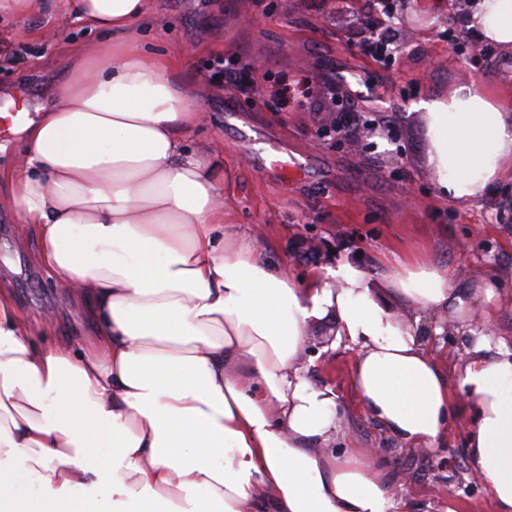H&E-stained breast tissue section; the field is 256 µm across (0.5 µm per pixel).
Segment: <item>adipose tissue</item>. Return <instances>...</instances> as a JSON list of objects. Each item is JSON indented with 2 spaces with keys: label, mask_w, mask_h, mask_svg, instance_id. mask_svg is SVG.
Masks as SVG:
<instances>
[{
  "label": "adipose tissue",
  "mask_w": 512,
  "mask_h": 512,
  "mask_svg": "<svg viewBox=\"0 0 512 512\" xmlns=\"http://www.w3.org/2000/svg\"><path fill=\"white\" fill-rule=\"evenodd\" d=\"M57 7L108 39L76 50L53 104L20 126L8 200L98 335L35 344L0 285V512H407L366 449H325L336 395L300 355L328 318L357 350L362 406L400 441L437 448L468 398L470 466L495 512H512V347L477 334L449 386L419 322L383 300L463 310L451 269L401 255L392 270L346 262L294 280L231 227L223 149L188 150L203 108L139 41L153 0H0L6 16ZM470 26L512 48V0H478ZM421 107L441 201L512 179V106L470 82Z\"/></svg>",
  "instance_id": "1"
}]
</instances>
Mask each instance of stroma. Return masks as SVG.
Returning a JSON list of instances; mask_svg holds the SVG:
<instances>
[{"mask_svg": "<svg viewBox=\"0 0 512 512\" xmlns=\"http://www.w3.org/2000/svg\"><path fill=\"white\" fill-rule=\"evenodd\" d=\"M369 0H156L141 20L142 43L160 52L191 46L182 65L190 93L201 94L203 125L189 149L209 143L224 151V205L237 231L261 234L273 263L294 277L349 262L364 268L396 253L426 251L447 260L464 299L495 280L496 295L483 314L496 338L512 342V180L485 200L460 207L441 203L427 166L428 142L415 105L447 97L461 84L484 82L489 96L512 105V53L497 44L479 50L460 44L456 0L436 13L434 0L409 10L405 30L393 33L394 54L362 52L356 17ZM0 101L16 98L37 106L50 100L72 51L102 41V34L58 15L41 13L0 21ZM237 55L256 84L244 93L223 80V63ZM309 76L310 103L290 111L261 90L283 75ZM335 78L327 93L323 78ZM363 119L396 125L398 143L374 136L367 148L350 149L323 137L336 100ZM0 189V284L11 289L36 342L80 347L96 337L95 324L76 296L52 288L53 273L39 260V243L17 222ZM54 329L44 332L43 321ZM448 341L425 342L442 365L460 366L472 345L458 312L448 314ZM314 347L302 364L317 386L331 387L345 422L329 445L377 449L387 465L389 490L408 512H494L485 482H472L466 438L468 407L451 420L439 448L426 452L400 443L360 406L353 385L354 353L339 342Z\"/></svg>", "mask_w": 512, "mask_h": 512, "instance_id": "obj_1", "label": "stroma"}]
</instances>
